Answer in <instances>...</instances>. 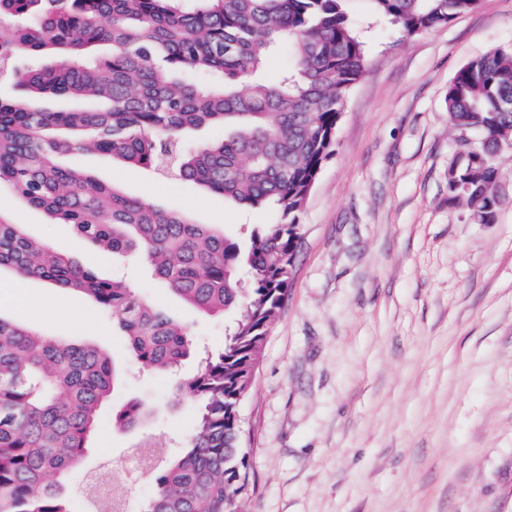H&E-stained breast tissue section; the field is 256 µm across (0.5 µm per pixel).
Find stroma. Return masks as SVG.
Returning a JSON list of instances; mask_svg holds the SVG:
<instances>
[{"label":"stroma","mask_w":512,"mask_h":512,"mask_svg":"<svg viewBox=\"0 0 512 512\" xmlns=\"http://www.w3.org/2000/svg\"><path fill=\"white\" fill-rule=\"evenodd\" d=\"M367 66L348 94L299 217L288 301L266 338L240 407L251 462L246 512H512V151L497 159L505 198L491 224L448 203L457 154L446 109L456 72L512 47V0H479L447 24L404 36L369 0H347ZM71 165L106 184L237 236L273 220L191 181L108 155ZM0 213L59 252L93 262L189 324L197 348L224 343L206 317L135 257L98 252L8 189ZM48 334L102 346L123 371L91 448L70 474L112 479L127 449L179 454L194 408L171 376L142 369L110 314L86 297L0 274V313ZM131 400L155 414L134 432L112 424Z\"/></svg>","instance_id":"35a3bbf8"}]
</instances>
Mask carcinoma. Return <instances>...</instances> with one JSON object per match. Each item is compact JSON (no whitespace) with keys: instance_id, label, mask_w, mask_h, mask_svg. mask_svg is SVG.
Segmentation results:
<instances>
[{"instance_id":"cac0c4a2","label":"carcinoma","mask_w":512,"mask_h":512,"mask_svg":"<svg viewBox=\"0 0 512 512\" xmlns=\"http://www.w3.org/2000/svg\"><path fill=\"white\" fill-rule=\"evenodd\" d=\"M175 2L0 0V24L10 23L0 33V75L25 92L0 97V187L103 251L139 254L166 288L205 315L244 308L224 345L174 388L176 399L197 404V421L184 451L153 470L158 490L146 510L237 512L250 488L240 404L288 298L299 215L366 57L346 0H197L189 11ZM370 2L413 36L478 0ZM285 42L294 62L270 80L266 59ZM199 73L210 81H196ZM46 94L71 106L48 109ZM446 103L453 131L472 139L448 166V204L491 224L496 157L512 149V48L459 69ZM205 125L224 129V138L184 149L183 133ZM84 152L175 175L246 208H268L276 221L226 236L63 164ZM3 270L91 296L146 369L167 371L194 350L175 317L0 216ZM120 376L96 345L0 315V512H75L67 479ZM149 415L146 403L133 401L115 423L133 430Z\"/></svg>"}]
</instances>
